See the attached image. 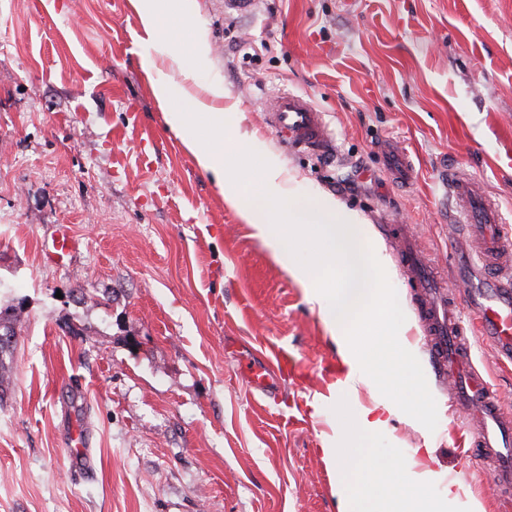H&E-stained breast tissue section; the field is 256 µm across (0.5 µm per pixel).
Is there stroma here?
Listing matches in <instances>:
<instances>
[{
	"mask_svg": "<svg viewBox=\"0 0 512 512\" xmlns=\"http://www.w3.org/2000/svg\"><path fill=\"white\" fill-rule=\"evenodd\" d=\"M204 80L244 115L226 149L257 137L296 194H328L374 239L401 221L441 274L462 170L512 222V0H196ZM131 0H0V310L16 318L0 389V512H337L330 445L410 458L481 499L491 470L466 461L470 425L436 379L418 324L397 338L417 368L416 413L348 435L347 368L301 286L166 124L142 65ZM307 96L333 143L320 156L269 131L278 92ZM414 165L392 182L381 148ZM74 241L48 251L60 230ZM379 284L413 313L393 250ZM288 371L254 391L243 360ZM474 366L512 404V366L485 341ZM97 465L75 470L76 430ZM433 455H425L424 447Z\"/></svg>",
	"mask_w": 512,
	"mask_h": 512,
	"instance_id": "obj_1",
	"label": "stroma"
}]
</instances>
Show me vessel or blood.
Instances as JSON below:
<instances>
[{
    "instance_id": "obj_1",
    "label": "vessel or blood",
    "mask_w": 512,
    "mask_h": 512,
    "mask_svg": "<svg viewBox=\"0 0 512 512\" xmlns=\"http://www.w3.org/2000/svg\"><path fill=\"white\" fill-rule=\"evenodd\" d=\"M268 126L289 146L324 153L331 149L322 112L301 94L271 96ZM386 170L397 183H409L413 166L402 149L384 147ZM458 217L448 226V242L462 260L459 288H448L429 253L409 225L387 224L383 231L410 288L434 372L447 378L459 412L473 416V448L487 459L499 495H512V409L475 369L472 341H490L500 362L512 363V234L505 232L497 201L466 173L448 176ZM466 306L469 323L455 315Z\"/></svg>"
}]
</instances>
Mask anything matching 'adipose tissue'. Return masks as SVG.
<instances>
[{
    "label": "adipose tissue",
    "instance_id": "adipose-tissue-1",
    "mask_svg": "<svg viewBox=\"0 0 512 512\" xmlns=\"http://www.w3.org/2000/svg\"><path fill=\"white\" fill-rule=\"evenodd\" d=\"M145 46L155 52L145 58V72L153 95L170 128L194 155L198 167L220 188L224 199L235 207L253 235L263 243L286 272L303 288L309 304L317 308L330 331L358 315L372 296V281L383 262L371 250L372 242L364 220L330 195L309 200L292 196L281 186L284 165L277 156L250 144L243 160L229 161L224 152V134L238 128V121H225L223 109L213 99L223 97L217 83H201L200 75L208 52L206 37L194 31L190 42L179 45L165 22V0H134ZM165 57L170 66L160 69L155 56ZM202 84L203 95L190 87ZM252 181L255 190L243 196L240 185ZM312 240L308 259L297 255L302 241ZM327 262L331 285L318 287L310 277L313 264ZM404 318L377 307L360 337H341V354L349 367L346 384L358 393L369 380H381L398 398L410 399L416 380L413 362L395 341ZM326 462L350 466L363 460L360 486L351 490L338 484L339 512H485L477 498L461 500L455 483H444L441 473L426 469L415 473L410 462L394 456L385 461L364 460L359 448H333L323 451ZM444 484L445 495L432 507H425L416 496L419 485Z\"/></svg>",
    "mask_w": 512,
    "mask_h": 512
}]
</instances>
